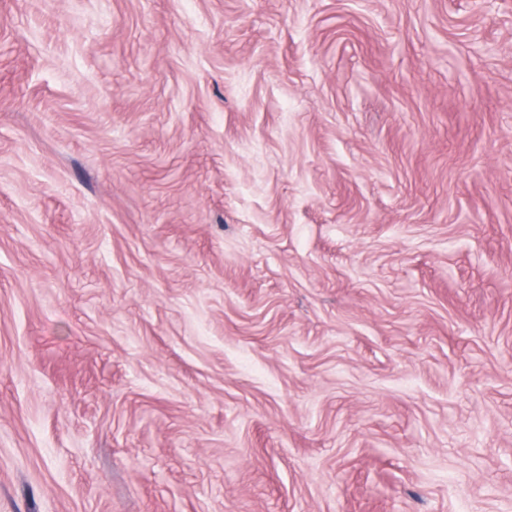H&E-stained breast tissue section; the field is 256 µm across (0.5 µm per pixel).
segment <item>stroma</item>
<instances>
[{"mask_svg":"<svg viewBox=\"0 0 512 512\" xmlns=\"http://www.w3.org/2000/svg\"><path fill=\"white\" fill-rule=\"evenodd\" d=\"M0 512H512V0H0Z\"/></svg>","mask_w":512,"mask_h":512,"instance_id":"stroma-1","label":"stroma"}]
</instances>
